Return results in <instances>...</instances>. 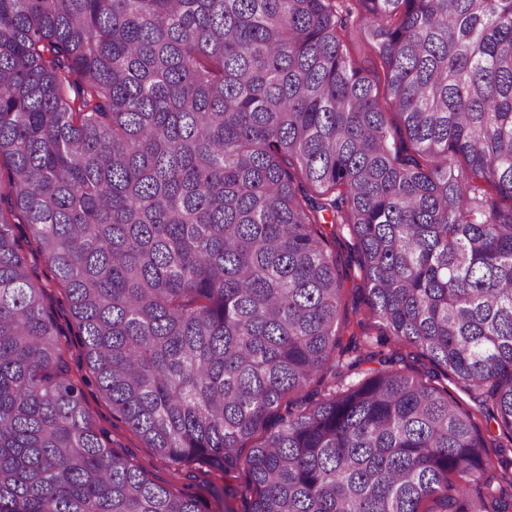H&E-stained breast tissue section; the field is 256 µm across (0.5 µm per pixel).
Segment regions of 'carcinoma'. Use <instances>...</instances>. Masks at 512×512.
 <instances>
[{"label": "carcinoma", "mask_w": 512, "mask_h": 512, "mask_svg": "<svg viewBox=\"0 0 512 512\" xmlns=\"http://www.w3.org/2000/svg\"><path fill=\"white\" fill-rule=\"evenodd\" d=\"M1 159L0 512H209L72 335L244 512H512V0H0ZM19 227L20 229L17 232L21 236V243L25 248V253L27 254L29 264L31 267H35L36 273L39 276V281L46 288L53 308L58 310L59 300H62L63 302L65 300L62 298V292L60 288L57 287L54 274L36 251L35 245L32 243L30 246H26L24 241V233H26L27 230L25 225L21 224ZM84 391L85 406L97 426L108 432L109 446L142 467L155 482L201 496L210 505V512H225L226 507L242 511L238 498L218 501L211 495L214 487H237L242 484V472H231L225 476L208 465H196L175 472V467L168 460L155 449L148 448L124 422L112 416V405L102 397L92 379Z\"/></svg>", "instance_id": "cac0c4a2"}]
</instances>
